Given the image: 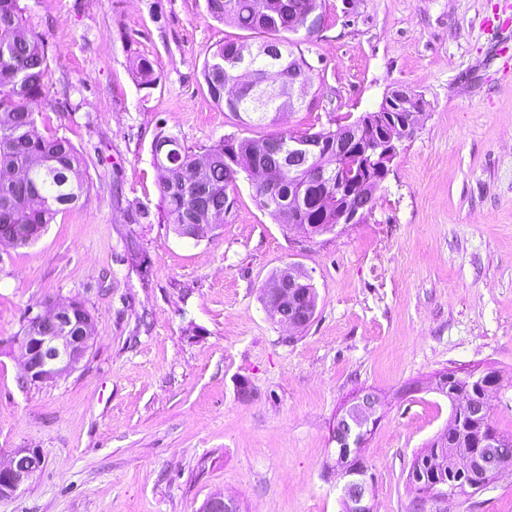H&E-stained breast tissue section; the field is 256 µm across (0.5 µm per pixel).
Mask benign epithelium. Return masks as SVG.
I'll list each match as a JSON object with an SVG mask.
<instances>
[{"instance_id": "obj_1", "label": "benign epithelium", "mask_w": 512, "mask_h": 512, "mask_svg": "<svg viewBox=\"0 0 512 512\" xmlns=\"http://www.w3.org/2000/svg\"><path fill=\"white\" fill-rule=\"evenodd\" d=\"M347 140L358 143L365 136V129L372 126L369 114L365 113L347 123ZM415 131L404 126L400 133H391L387 137L375 135L366 140L374 157L373 167L379 178L386 179L390 164L397 155L401 143ZM373 190L363 195L355 208L339 217L341 224H355L371 206ZM310 282V276L294 266L283 268L274 284L277 303L284 307L292 300L297 288ZM86 313L74 300L56 304L37 303L28 309L19 337L20 355L25 379L32 383H43L68 375L76 370L91 348L94 333L87 329ZM356 411L353 416L341 415L337 419L336 441L342 448L352 449L357 454L363 445V434L368 428L369 419L382 405V398L375 391L361 392L354 402ZM496 441L490 437L482 442V447L462 457L468 466L484 465L495 451ZM44 463L40 450L36 448H17L12 453L8 465L0 466V499L14 495L18 489L41 469ZM350 499L357 512H374L369 497L368 480L354 484L350 490ZM236 503L221 495L208 498L202 512H235Z\"/></svg>"}]
</instances>
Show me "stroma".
<instances>
[{"instance_id":"35a3bbf8","label":"stroma","mask_w":512,"mask_h":512,"mask_svg":"<svg viewBox=\"0 0 512 512\" xmlns=\"http://www.w3.org/2000/svg\"><path fill=\"white\" fill-rule=\"evenodd\" d=\"M20 6L50 59L37 130L84 155L89 191L34 244L0 245V465L17 448L44 458L0 512H199L213 495L241 512H342L326 467L336 417L365 389L383 399L362 449L375 512H406L413 458L448 425L430 383L448 369L496 370L489 401L512 433V59L499 53L512 0H323L301 45L312 88L279 129L354 120L397 87L423 116L369 216L312 239L260 209L244 177L204 237L161 219L159 133L197 154L263 133L217 108L201 75L242 30L204 0ZM143 208L149 222L134 223ZM288 265L317 292L300 330L260 300ZM74 297L93 346L69 375L24 383L27 309ZM434 508L512 512V476Z\"/></svg>"}]
</instances>
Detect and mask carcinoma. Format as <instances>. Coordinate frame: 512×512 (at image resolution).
<instances>
[{"label":"carcinoma","mask_w":512,"mask_h":512,"mask_svg":"<svg viewBox=\"0 0 512 512\" xmlns=\"http://www.w3.org/2000/svg\"><path fill=\"white\" fill-rule=\"evenodd\" d=\"M321 0H269L266 10L256 0H205L207 15L217 21L257 35L247 42L227 39L215 46L204 63L202 78L211 100L249 126L271 127L284 112H295V102L286 83L296 74L312 84L300 41L291 38L313 7ZM252 51V85L239 93L228 84L238 70L244 47ZM49 58L44 43L23 18L19 0H0V228L22 227L29 242L41 236L56 216L77 206L87 192V162L71 141L54 133L36 132V112L31 104L45 95ZM281 72L285 86L276 95H265L267 74ZM322 141L323 152L294 161L288 156L303 140ZM339 128L298 133L271 131L254 138H225L201 156L183 147L177 138L159 134L152 145L153 164L166 222L180 236L189 224H220L235 199L230 193L248 169L264 167L277 180V197L271 200L259 184H252L259 208L280 224H336V215L355 200L337 196L336 175L342 171L367 175L366 157L356 147L340 144ZM316 289L304 286L301 295L280 311L271 310V297L261 300L274 321L292 319L307 310ZM498 378L491 368L483 378L468 372L443 384L453 402L448 428L430 443L429 453L415 456L406 478L411 499L407 512H426L427 496L439 482L459 487L465 493L482 481L479 472L462 473L457 453L472 446L480 435L494 436L502 443L491 465L512 466V434L496 426L493 408L483 405L485 384ZM344 481L368 476L362 458L350 462Z\"/></svg>","instance_id":"cac0c4a2"}]
</instances>
